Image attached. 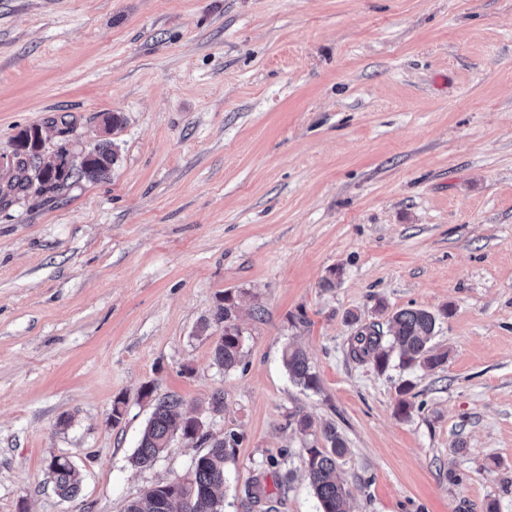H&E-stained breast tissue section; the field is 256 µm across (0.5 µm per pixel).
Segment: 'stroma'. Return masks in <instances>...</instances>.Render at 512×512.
Wrapping results in <instances>:
<instances>
[{"instance_id": "stroma-1", "label": "stroma", "mask_w": 512, "mask_h": 512, "mask_svg": "<svg viewBox=\"0 0 512 512\" xmlns=\"http://www.w3.org/2000/svg\"><path fill=\"white\" fill-rule=\"evenodd\" d=\"M64 114L75 156L106 140L117 161L0 199V512H124L184 477L203 445L131 463L171 394L240 437L224 512H263L260 486L321 512L305 458L325 442L296 412L344 437L351 512H512V0H0V155L30 126L54 149ZM227 291L230 371L209 321ZM407 307L440 314L445 364L352 360L347 313ZM237 303L232 293L225 292L220 303L212 314V320L221 324L224 323V339L218 336L219 341L214 350V362L224 370L229 371L241 363L242 360V329L237 324ZM222 339V340H221ZM282 359L291 379L305 388H313L317 385V374L313 371L306 354L302 350L290 346L286 347ZM62 456H53L46 464V469L53 479L57 494L64 499L75 498L80 490L78 474L70 462ZM59 460L55 463V460Z\"/></svg>"}]
</instances>
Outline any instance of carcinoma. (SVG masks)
<instances>
[{"label": "carcinoma", "mask_w": 512, "mask_h": 512, "mask_svg": "<svg viewBox=\"0 0 512 512\" xmlns=\"http://www.w3.org/2000/svg\"><path fill=\"white\" fill-rule=\"evenodd\" d=\"M116 158V152L102 142L88 151L85 162L78 167L57 165L43 169L36 157L16 152L12 166L0 173V196H25L37 182L42 184L39 193L43 194L62 190L81 178L94 180L106 175ZM236 310L235 296L226 292L212 314L215 323L224 324V339L216 344L213 358L226 372L242 360V329L237 324ZM346 320L357 325L350 339V357L360 363L369 362L381 372L387 369L394 354L404 368L416 365L434 368L447 361V354L437 353L430 346L439 320L433 312L419 308L400 309L389 318L385 332L375 323L360 324L359 317L352 312L346 314ZM282 359L291 379L306 388L317 385V374L302 350L289 346L284 349ZM190 420L191 417L183 412L179 398L168 395L158 399L141 433L132 457L133 464L139 468L152 467L172 442L187 432ZM320 433L328 447L306 449L309 485L322 512H349L348 493L338 477L339 460L347 453L346 443L330 423L324 425ZM237 444L238 436L232 432L219 441L210 442L207 450L193 461L185 480L151 487L143 497L128 501L125 512H224V467ZM46 469L60 497L72 499L78 495V474L68 460L53 456Z\"/></svg>", "instance_id": "obj_1"}]
</instances>
